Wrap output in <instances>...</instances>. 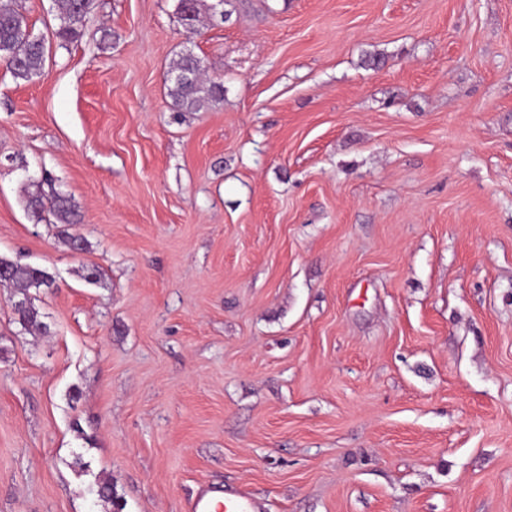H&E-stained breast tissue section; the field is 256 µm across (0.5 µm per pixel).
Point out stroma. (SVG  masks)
<instances>
[{
	"mask_svg": "<svg viewBox=\"0 0 512 512\" xmlns=\"http://www.w3.org/2000/svg\"><path fill=\"white\" fill-rule=\"evenodd\" d=\"M0 63V512H512V0H95ZM200 57L224 100L180 112ZM79 220L35 218L43 174ZM56 2L61 19L57 37L70 41L83 36L86 18L94 8L95 0H56ZM200 0H179L178 12L184 28L190 32L195 33L198 31V26L201 23V6ZM10 268V275L8 276V269L5 266L0 267V282H9L19 289L20 294L25 295L29 288H40L44 286L49 288L52 284V278L49 274L40 267L32 265H22L15 262L0 260Z\"/></svg>",
	"mask_w": 512,
	"mask_h": 512,
	"instance_id": "1",
	"label": "stroma"
}]
</instances>
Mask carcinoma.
<instances>
[{"label":"carcinoma","instance_id":"obj_1","mask_svg":"<svg viewBox=\"0 0 512 512\" xmlns=\"http://www.w3.org/2000/svg\"><path fill=\"white\" fill-rule=\"evenodd\" d=\"M61 25L57 37L64 41L77 39L85 34L87 15L94 8L95 0H56ZM202 0H179L178 12L184 28L198 31L201 23ZM46 45L44 39L35 35L29 26L19 0H0V63L17 79L28 81L44 73ZM173 70L187 72L192 77L186 81H172L169 95L182 112H199L217 106L224 100V85L203 77L202 65L198 58L183 54L175 62ZM27 207L38 219L46 211L53 214L60 224L75 223V210L69 199L54 190L39 188L27 193ZM10 268L6 281L16 285L21 294L31 288L50 287L52 278L40 267L4 261ZM19 322L27 327L42 330L45 325L39 320V312L32 303L15 305Z\"/></svg>","mask_w":512,"mask_h":512}]
</instances>
